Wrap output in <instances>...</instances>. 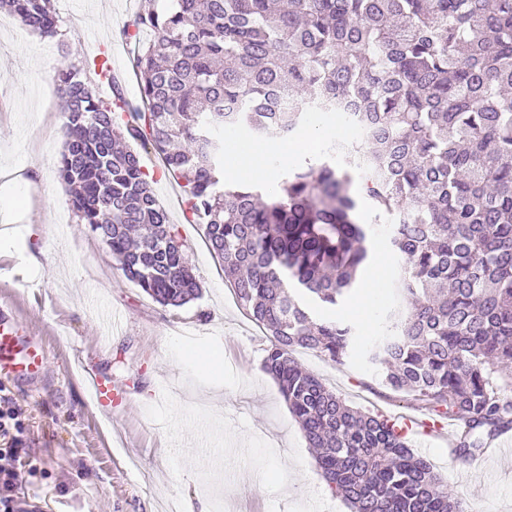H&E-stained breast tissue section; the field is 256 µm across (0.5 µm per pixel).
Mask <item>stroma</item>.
I'll return each instance as SVG.
<instances>
[{
    "label": "stroma",
    "mask_w": 512,
    "mask_h": 512,
    "mask_svg": "<svg viewBox=\"0 0 512 512\" xmlns=\"http://www.w3.org/2000/svg\"><path fill=\"white\" fill-rule=\"evenodd\" d=\"M59 18L54 38L30 56L29 34L0 12V168H39L18 197L23 219L41 225L40 267L30 265L0 222V312L27 327L49 350L40 378L0 372V402L18 413L17 466L12 495L31 512H350L323 479L277 383L262 369L269 344L237 303L224 268L210 252L205 227L184 219V192L172 177L152 188L190 246L202 294L184 307H161L128 281L111 252L81 224L58 178L64 136L51 72L111 50L118 89L139 103L133 46L119 36L141 0H52ZM401 266L389 242V221L372 225L367 276L385 282L369 310H350L357 286L335 308L312 305L315 317L352 327L344 363L301 349L295 359L317 374L346 404L391 419L425 420L410 397L392 393L369 362L368 345L381 336L394 303ZM119 325L104 339L101 311ZM218 359L204 374L195 359ZM108 378L124 395L105 410L91 396L89 374ZM414 451L448 484L462 512H512V451L468 460L450 458L446 441L408 432Z\"/></svg>",
    "instance_id": "stroma-1"
}]
</instances>
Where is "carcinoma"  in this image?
<instances>
[{
	"label": "carcinoma",
	"mask_w": 512,
	"mask_h": 512,
	"mask_svg": "<svg viewBox=\"0 0 512 512\" xmlns=\"http://www.w3.org/2000/svg\"><path fill=\"white\" fill-rule=\"evenodd\" d=\"M44 37L51 0H0ZM137 47L144 108L111 103L61 69L59 177L82 223L164 307L200 296L188 245L123 140L151 144L183 182L245 314L268 337L263 370L326 481L352 512H457L395 422L345 403L293 358L343 363L351 326L316 319L371 257L360 202L392 218L403 260L392 332L368 350L382 383L454 421L457 456L512 429V0H146L121 34ZM114 84L107 51L92 60ZM351 100L361 143L288 171L281 193L224 185V132L288 134ZM284 101L285 107L274 108Z\"/></svg>",
	"instance_id": "obj_1"
}]
</instances>
